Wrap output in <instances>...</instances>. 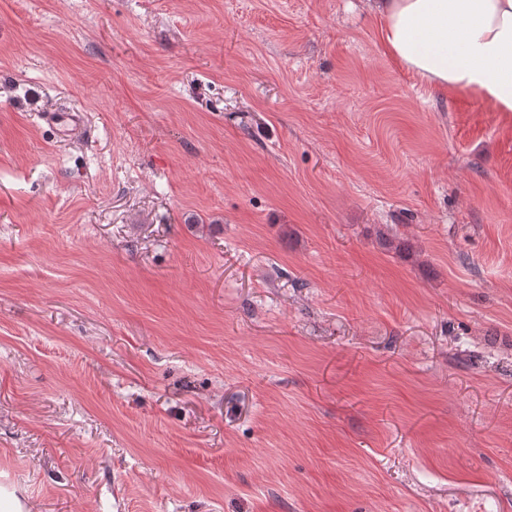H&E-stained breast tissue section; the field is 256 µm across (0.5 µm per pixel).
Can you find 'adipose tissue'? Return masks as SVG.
I'll use <instances>...</instances> for the list:
<instances>
[{"instance_id":"obj_1","label":"adipose tissue","mask_w":512,"mask_h":512,"mask_svg":"<svg viewBox=\"0 0 512 512\" xmlns=\"http://www.w3.org/2000/svg\"><path fill=\"white\" fill-rule=\"evenodd\" d=\"M389 55L440 93L512 112V0H365Z\"/></svg>"}]
</instances>
